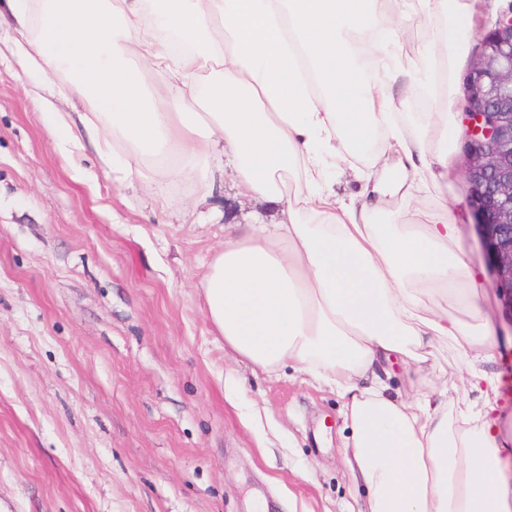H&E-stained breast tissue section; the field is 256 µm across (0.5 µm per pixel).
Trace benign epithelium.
I'll return each mask as SVG.
<instances>
[{
	"instance_id": "1",
	"label": "benign epithelium",
	"mask_w": 512,
	"mask_h": 512,
	"mask_svg": "<svg viewBox=\"0 0 512 512\" xmlns=\"http://www.w3.org/2000/svg\"><path fill=\"white\" fill-rule=\"evenodd\" d=\"M461 108L474 224L496 288L512 305V3L481 39Z\"/></svg>"
}]
</instances>
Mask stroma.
<instances>
[{"label": "stroma", "instance_id": "obj_1", "mask_svg": "<svg viewBox=\"0 0 512 512\" xmlns=\"http://www.w3.org/2000/svg\"><path fill=\"white\" fill-rule=\"evenodd\" d=\"M506 0H479L455 62L461 103ZM0 25V512H348L343 400L296 366L277 375L225 349L201 282L225 223L276 207L232 178L153 192L89 138L59 148L45 111H89L39 85ZM465 140L448 209L487 290L468 205Z\"/></svg>", "mask_w": 512, "mask_h": 512}]
</instances>
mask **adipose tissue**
Wrapping results in <instances>:
<instances>
[{"mask_svg": "<svg viewBox=\"0 0 512 512\" xmlns=\"http://www.w3.org/2000/svg\"><path fill=\"white\" fill-rule=\"evenodd\" d=\"M478 0H7L40 83L88 101L99 155L145 186L210 189L232 168L277 224H228L202 289L227 348L267 373L294 363L344 399L358 512H512V435L489 381L492 298L448 211V21ZM423 30L408 60L392 46ZM432 104L413 116L414 97ZM379 164L337 198L329 157ZM435 202L421 209L420 195ZM448 343L465 392L393 396L385 362L436 373Z\"/></svg>", "mask_w": 512, "mask_h": 512, "instance_id": "adipose-tissue-1", "label": "adipose tissue"}]
</instances>
